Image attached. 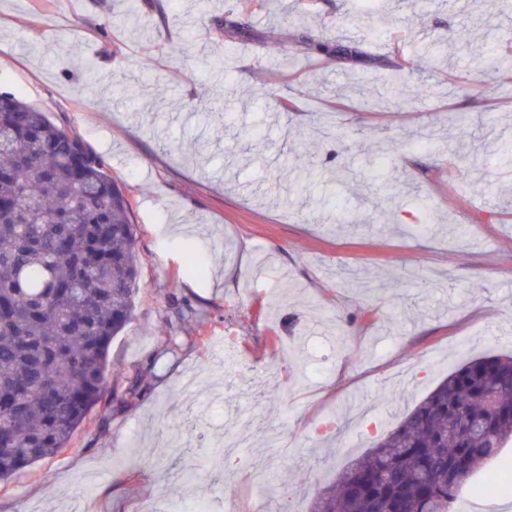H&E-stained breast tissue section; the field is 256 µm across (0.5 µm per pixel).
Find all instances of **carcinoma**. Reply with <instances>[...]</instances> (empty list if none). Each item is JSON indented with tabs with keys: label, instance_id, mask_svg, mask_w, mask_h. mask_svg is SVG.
Returning <instances> with one entry per match:
<instances>
[{
	"label": "carcinoma",
	"instance_id": "1",
	"mask_svg": "<svg viewBox=\"0 0 512 512\" xmlns=\"http://www.w3.org/2000/svg\"><path fill=\"white\" fill-rule=\"evenodd\" d=\"M494 76L512 51L478 50ZM405 63L397 105L426 88ZM141 262L130 206L78 136L0 93V483L68 446L88 413L112 406L108 351L132 318ZM512 439V355L452 370L312 512H456L470 477Z\"/></svg>",
	"mask_w": 512,
	"mask_h": 512
}]
</instances>
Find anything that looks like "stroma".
Returning <instances> with one entry per match:
<instances>
[{"instance_id":"1","label":"stroma","mask_w":512,"mask_h":512,"mask_svg":"<svg viewBox=\"0 0 512 512\" xmlns=\"http://www.w3.org/2000/svg\"><path fill=\"white\" fill-rule=\"evenodd\" d=\"M259 2L0 0V92L78 134L131 205L143 288L108 384L140 372L147 387L0 483V512H193L228 495L239 512H310L451 370L512 353V76L486 97L465 52L512 47V10ZM227 12L245 28L219 30ZM422 51L439 55L427 93L395 111L393 77ZM352 214L361 226L339 225ZM190 245L199 278L181 272ZM230 437L243 463L215 467ZM485 475L463 501L512 512Z\"/></svg>"}]
</instances>
